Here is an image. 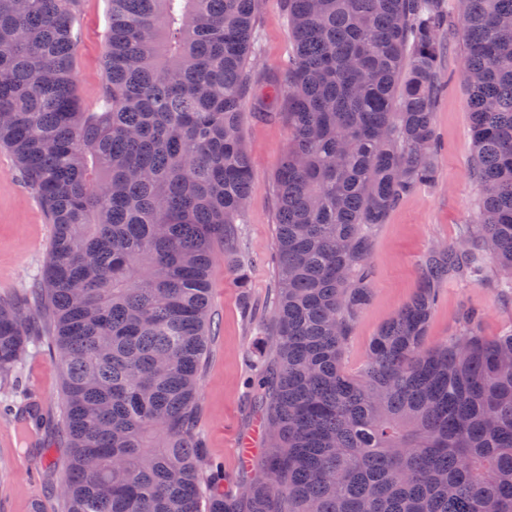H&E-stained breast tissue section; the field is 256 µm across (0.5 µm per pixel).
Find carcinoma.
<instances>
[{"mask_svg": "<svg viewBox=\"0 0 512 512\" xmlns=\"http://www.w3.org/2000/svg\"><path fill=\"white\" fill-rule=\"evenodd\" d=\"M98 112L76 95L82 0H0V148L53 224L32 310L62 376L66 512H512V331L480 313L429 346L438 285L512 288V0H458L478 236L437 246L421 288L342 368L369 300V239L436 179L439 0H285L278 296L256 380L269 449L243 490L202 456L209 272L255 174L241 135L258 0H109ZM29 333L0 301V385Z\"/></svg>", "mask_w": 512, "mask_h": 512, "instance_id": "1", "label": "carcinoma"}]
</instances>
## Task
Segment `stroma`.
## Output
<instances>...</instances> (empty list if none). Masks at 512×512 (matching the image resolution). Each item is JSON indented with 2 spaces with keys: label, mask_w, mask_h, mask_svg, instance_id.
Here are the masks:
<instances>
[{
  "label": "stroma",
  "mask_w": 512,
  "mask_h": 512,
  "mask_svg": "<svg viewBox=\"0 0 512 512\" xmlns=\"http://www.w3.org/2000/svg\"><path fill=\"white\" fill-rule=\"evenodd\" d=\"M440 6L447 25L440 69L444 91L434 115L437 177L405 196L385 223L368 228L370 298L351 326L342 355V366L352 375L361 372L378 329L416 294L420 264L429 250L459 243L482 199L469 174L473 144L457 0H441ZM108 11V0H83L74 68L76 92L88 112L99 111L102 104ZM255 26L251 93L242 121L255 176L243 222L236 227L235 249L218 253L211 266L213 336L198 393L204 451L223 465L224 487L232 492L256 472L239 463L235 448L238 438L260 422L249 383L273 360L272 353L257 351L255 343L260 330L273 327L276 171L290 139L285 99L265 96L283 80L292 54L282 0H260ZM52 235L36 193L24 183L11 155L0 149V298L28 302L45 269ZM471 307L482 312L483 336L512 331V290L499 287L490 274L480 281L451 278L438 287L428 345L447 341L460 314ZM29 330L32 341L10 385L0 389V512H27L32 498L39 501L40 512H65L59 494L67 461L60 429L61 375L47 344L45 316H31Z\"/></svg>",
  "instance_id": "1"
}]
</instances>
